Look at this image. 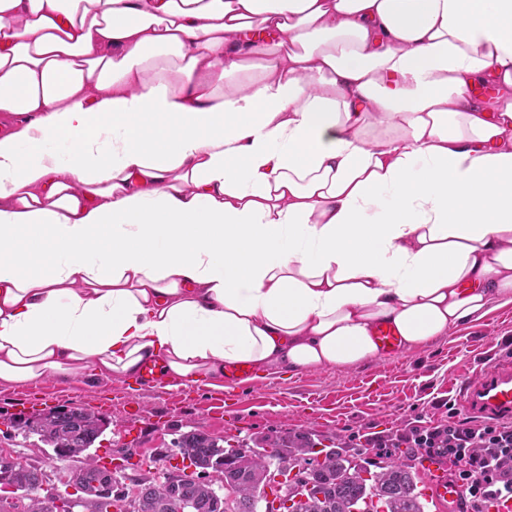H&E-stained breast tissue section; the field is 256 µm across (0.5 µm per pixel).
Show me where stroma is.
<instances>
[{
	"instance_id": "obj_1",
	"label": "stroma",
	"mask_w": 512,
	"mask_h": 512,
	"mask_svg": "<svg viewBox=\"0 0 512 512\" xmlns=\"http://www.w3.org/2000/svg\"><path fill=\"white\" fill-rule=\"evenodd\" d=\"M512 355V304L492 306L480 321L469 323L430 343L359 365L301 369L237 385L225 397L223 382L179 389L138 387L86 372L63 384L47 378L25 386L0 384V450L9 451L46 474L43 494L78 498L67 474L71 461L49 460V449L36 436L8 427L25 400L47 410L68 403L103 408L110 425L97 440L102 459L128 441L127 410L140 408L138 455L126 477H158L165 468L159 450L171 447L189 427L225 439L255 445L271 435L306 434L344 446L358 430L392 432L416 415L445 417V402L462 405V388Z\"/></svg>"
}]
</instances>
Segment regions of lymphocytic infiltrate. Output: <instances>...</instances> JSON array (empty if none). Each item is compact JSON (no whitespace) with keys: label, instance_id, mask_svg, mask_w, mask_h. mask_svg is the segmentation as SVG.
I'll use <instances>...</instances> for the list:
<instances>
[{"label":"lymphocytic infiltrate","instance_id":"f902f5d3","mask_svg":"<svg viewBox=\"0 0 512 512\" xmlns=\"http://www.w3.org/2000/svg\"><path fill=\"white\" fill-rule=\"evenodd\" d=\"M357 445L375 455L411 448L416 459H435L448 465V478L462 488L468 512L512 500V420L478 422L447 411L440 421H415L389 435H357Z\"/></svg>","mask_w":512,"mask_h":512}]
</instances>
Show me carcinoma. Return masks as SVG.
I'll list each match as a JSON object with an SVG mask.
<instances>
[{"mask_svg": "<svg viewBox=\"0 0 512 512\" xmlns=\"http://www.w3.org/2000/svg\"><path fill=\"white\" fill-rule=\"evenodd\" d=\"M109 425L103 414L81 405L20 416L12 422L14 430L26 437L36 435L41 443L56 449L55 459H81V465L69 476V481L80 489L105 470L91 449ZM174 446L182 460L204 470V474L176 483L173 475L184 470L170 466L165 469L162 482L140 478L143 495L135 512H225L210 490L223 482L237 491L231 512H260L261 499L256 490L267 467L275 461L284 467L290 460L299 461L304 467L288 478V486L310 483L317 487L300 502L298 512H354L358 504L368 500L376 501L375 512H426L428 505L418 487L421 478L408 464L383 461L373 465L359 449L352 453L334 445L319 449L305 436L267 437L261 444L265 451L256 453L246 444L226 448L224 439L193 428L181 433ZM43 481L42 469L0 457V486H16L21 491L20 499L28 500L21 506L11 503L9 508H20L22 512H73L88 503L93 512L105 510L104 505L87 497H42L39 490Z\"/></svg>", "mask_w": 512, "mask_h": 512, "instance_id": "1", "label": "carcinoma"}]
</instances>
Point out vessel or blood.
Masks as SVG:
<instances>
[{
    "label": "vessel or blood",
    "mask_w": 512,
    "mask_h": 512,
    "mask_svg": "<svg viewBox=\"0 0 512 512\" xmlns=\"http://www.w3.org/2000/svg\"><path fill=\"white\" fill-rule=\"evenodd\" d=\"M464 403L469 411L487 419L512 418V362L499 364L495 370L463 389ZM424 475V495L433 505L447 508L458 505L461 491L449 483L448 471L442 464L421 463Z\"/></svg>",
    "instance_id": "1"
}]
</instances>
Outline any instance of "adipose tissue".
Instances as JSON below:
<instances>
[{
  "instance_id": "obj_1",
  "label": "adipose tissue",
  "mask_w": 512,
  "mask_h": 512,
  "mask_svg": "<svg viewBox=\"0 0 512 512\" xmlns=\"http://www.w3.org/2000/svg\"><path fill=\"white\" fill-rule=\"evenodd\" d=\"M1 126L0 383L351 366L512 303V0H0Z\"/></svg>"
}]
</instances>
